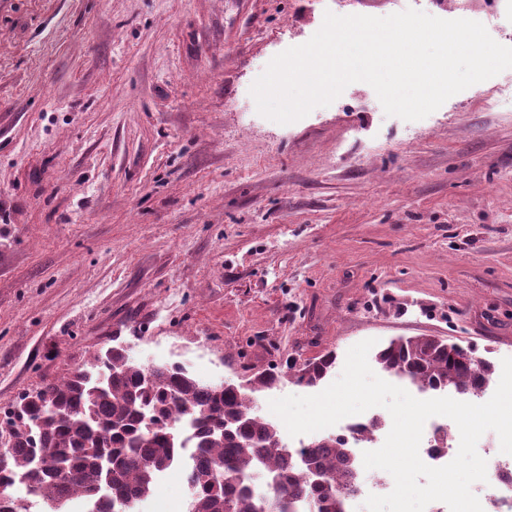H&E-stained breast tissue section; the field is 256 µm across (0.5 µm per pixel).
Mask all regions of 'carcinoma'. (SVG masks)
<instances>
[{"label":"carcinoma","instance_id":"obj_1","mask_svg":"<svg viewBox=\"0 0 512 512\" xmlns=\"http://www.w3.org/2000/svg\"><path fill=\"white\" fill-rule=\"evenodd\" d=\"M433 336L407 337L381 348L377 366L436 392L476 397L494 365ZM327 351L292 362L295 383L315 387L333 370ZM153 383H145L146 376ZM277 374H259L245 389L204 383L173 364L145 365L119 344L92 356L67 377L24 393L4 413L0 487L25 484L44 512L71 500L94 501L93 512H134L186 448L176 426L192 418L196 433L187 468L193 489L185 512H292L311 498L312 512H347L358 460L335 435L295 451L259 414L254 393L272 389ZM263 473L267 490L253 479ZM0 512H31L28 500L0 493Z\"/></svg>","mask_w":512,"mask_h":512}]
</instances>
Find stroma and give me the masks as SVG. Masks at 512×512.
Here are the masks:
<instances>
[{
    "label": "stroma",
    "instance_id": "stroma-1",
    "mask_svg": "<svg viewBox=\"0 0 512 512\" xmlns=\"http://www.w3.org/2000/svg\"><path fill=\"white\" fill-rule=\"evenodd\" d=\"M336 0H0V408L113 340L238 381L440 336L512 357V69L426 118L250 88ZM508 100L487 111L485 93ZM183 471L147 512H182Z\"/></svg>",
    "mask_w": 512,
    "mask_h": 512
}]
</instances>
